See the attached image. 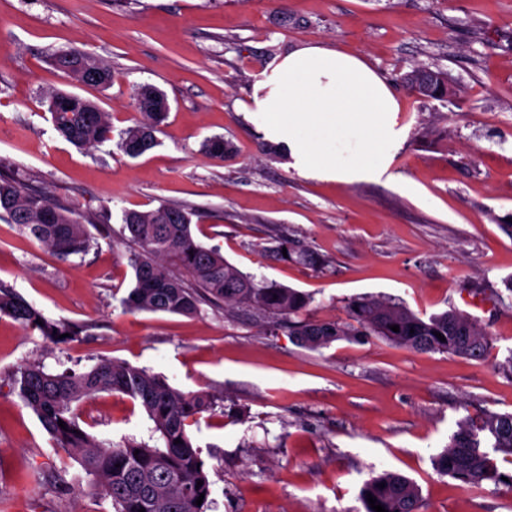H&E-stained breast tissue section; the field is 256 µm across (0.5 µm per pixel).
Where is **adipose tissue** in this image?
I'll list each match as a JSON object with an SVG mask.
<instances>
[{
    "label": "adipose tissue",
    "mask_w": 512,
    "mask_h": 512,
    "mask_svg": "<svg viewBox=\"0 0 512 512\" xmlns=\"http://www.w3.org/2000/svg\"><path fill=\"white\" fill-rule=\"evenodd\" d=\"M267 141L299 170L381 176L403 135L391 84L359 55L313 43L276 56L242 105Z\"/></svg>",
    "instance_id": "1"
}]
</instances>
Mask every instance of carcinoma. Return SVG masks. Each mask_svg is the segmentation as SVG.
<instances>
[{
	"mask_svg": "<svg viewBox=\"0 0 512 512\" xmlns=\"http://www.w3.org/2000/svg\"><path fill=\"white\" fill-rule=\"evenodd\" d=\"M54 62L85 85L106 88L112 83L108 63L84 51L62 52ZM154 90L153 85L140 86L134 92L141 120L124 130L119 142V148L132 158L157 145L156 132L167 118V113L149 109L148 96ZM48 100L51 105L64 101L72 106L66 112L52 113V119L59 135L75 147L90 151L112 138L111 115L98 103L65 91L50 93ZM202 148L219 159L233 153L231 143L221 136L205 140ZM193 215L191 209L169 203L124 213L123 232L131 243L128 264L134 272L133 286L124 300L127 309L193 316L200 313L204 302L248 307L269 323L288 320L289 334L313 350L351 336L382 338L416 353L445 352L475 359L491 348L489 332L456 310L422 318L380 298L350 301L347 322L313 321L308 318L310 298L306 294L273 282H257L227 261L218 248L199 244L192 234ZM0 219L18 226L64 263L92 247L93 236L77 209L1 171ZM0 316L40 332L55 344L72 342L84 331L82 325L46 318L2 285ZM392 325L399 326V331H392ZM438 332L445 341L436 337ZM14 387L56 447L78 458L92 476L94 491L111 500L114 512L142 508L145 512H210V478L187 426L214 409L215 394H184L160 375L110 358H101L82 372L71 368L50 372L40 364L27 365L19 369ZM107 391L123 393L140 404L153 423L157 444L128 440L114 446L88 433L75 404ZM60 420L66 429H61ZM178 438L181 443H174ZM496 454L512 457V413L458 421L448 445L432 456V462L439 474L481 487L502 482ZM382 482L385 487H378ZM201 495L203 503L198 506ZM370 495L388 512H422L417 487L399 473L385 471L364 484L360 493L364 512H374L367 500Z\"/></svg>",
	"mask_w": 512,
	"mask_h": 512,
	"instance_id": "1",
	"label": "carcinoma"
}]
</instances>
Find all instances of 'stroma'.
Here are the masks:
<instances>
[{"label":"stroma","mask_w":512,"mask_h":512,"mask_svg":"<svg viewBox=\"0 0 512 512\" xmlns=\"http://www.w3.org/2000/svg\"><path fill=\"white\" fill-rule=\"evenodd\" d=\"M312 42L361 55L393 85L405 132L391 177L304 174L239 112L269 61ZM68 49L105 60L112 85L58 70L52 59ZM417 66L447 73L448 98L410 92ZM140 84L164 91L171 109L157 146L131 158L115 138L139 119ZM54 90L110 112L113 141L89 153L60 137ZM213 136L234 153L202 151ZM0 170L89 214L97 239L64 264L0 220V284L86 327L55 345L0 317V512H113L13 388L20 367L86 370L101 358L186 394H222L188 428L211 512H364L361 488L384 471L415 482L426 512H512V484L468 494L432 465L461 418L512 413V0H0ZM163 203L195 208L197 240L243 273L309 294L310 319H346L348 302L366 296L427 317L477 293L488 304L473 315L493 347L481 360L378 337L310 350L248 308L126 310L123 213ZM302 252L318 263L299 262ZM80 412L116 445L152 434L119 392Z\"/></svg>","instance_id":"stroma-1"}]
</instances>
